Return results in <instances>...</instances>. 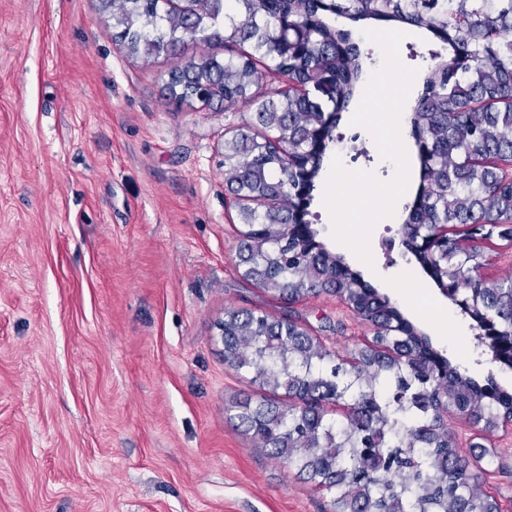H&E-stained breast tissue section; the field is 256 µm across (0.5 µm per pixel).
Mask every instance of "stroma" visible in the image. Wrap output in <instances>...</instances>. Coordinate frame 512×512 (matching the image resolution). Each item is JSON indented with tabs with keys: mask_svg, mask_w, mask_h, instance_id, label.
<instances>
[{
	"mask_svg": "<svg viewBox=\"0 0 512 512\" xmlns=\"http://www.w3.org/2000/svg\"><path fill=\"white\" fill-rule=\"evenodd\" d=\"M115 32L101 0H0V512H329L327 492L239 424V403L285 397L225 361L218 324L230 310L286 318L339 353L373 328L335 294L285 304L243 278L224 141L253 112L179 106L165 88L189 56L227 48L148 58ZM439 49L411 28L400 57L424 74ZM334 135L347 168L392 177L349 116ZM371 250L373 268L345 263L382 295L410 269L455 311L400 225L378 224ZM457 319L461 372L512 389L475 321ZM448 424L494 451L484 486L512 512V429Z\"/></svg>",
	"mask_w": 512,
	"mask_h": 512,
	"instance_id": "35a3bbf8",
	"label": "stroma"
}]
</instances>
